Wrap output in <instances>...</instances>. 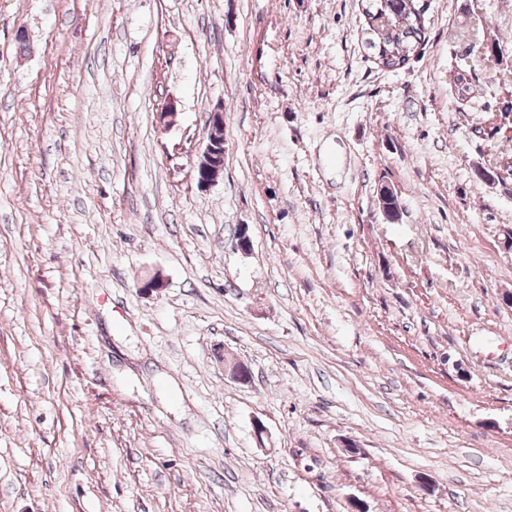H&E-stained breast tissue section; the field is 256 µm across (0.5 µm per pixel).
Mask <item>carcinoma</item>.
Wrapping results in <instances>:
<instances>
[{
    "label": "carcinoma",
    "instance_id": "1",
    "mask_svg": "<svg viewBox=\"0 0 512 512\" xmlns=\"http://www.w3.org/2000/svg\"><path fill=\"white\" fill-rule=\"evenodd\" d=\"M366 44L378 66L402 69L426 40L431 0H365Z\"/></svg>",
    "mask_w": 512,
    "mask_h": 512
}]
</instances>
